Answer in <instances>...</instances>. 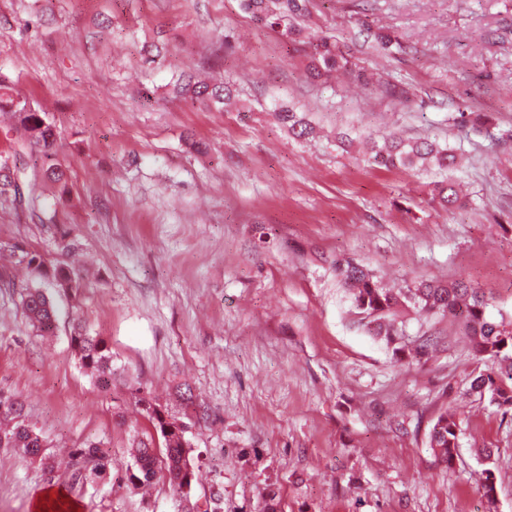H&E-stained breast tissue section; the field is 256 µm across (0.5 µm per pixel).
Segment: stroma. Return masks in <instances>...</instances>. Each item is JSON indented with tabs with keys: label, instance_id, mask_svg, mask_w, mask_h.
Here are the masks:
<instances>
[{
	"label": "stroma",
	"instance_id": "stroma-1",
	"mask_svg": "<svg viewBox=\"0 0 512 512\" xmlns=\"http://www.w3.org/2000/svg\"><path fill=\"white\" fill-rule=\"evenodd\" d=\"M308 31L400 85L388 97L350 79L317 84L289 40L241 0H0V82L36 101L55 154L20 145L0 113V166L37 184L36 206L0 195V273L24 252L46 269L77 264L81 286L54 295V336H37L18 291L0 288V395L59 457L84 441L123 458L144 393L193 426L192 498L209 512H512V411L470 391L491 367L457 323L405 316L406 339L439 342L396 362L364 326L331 262L347 255L399 288L462 280L512 323V0H310ZM388 30L404 53L378 55ZM161 49L148 62L149 45ZM232 84L234 108L177 96L180 72ZM312 113L300 141L274 117ZM485 112L490 130L458 124ZM355 128L457 148L465 205L433 202L427 176L339 148ZM68 168L66 189L42 179ZM79 317L112 351L99 389L70 345ZM191 388L183 410L178 391ZM454 406V470L427 434ZM494 451V502L477 451ZM77 483L0 448V512H34L52 493L80 512H178L165 474L149 490Z\"/></svg>",
	"mask_w": 512,
	"mask_h": 512
}]
</instances>
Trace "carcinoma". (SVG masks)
<instances>
[{
	"instance_id": "obj_1",
	"label": "carcinoma",
	"mask_w": 512,
	"mask_h": 512,
	"mask_svg": "<svg viewBox=\"0 0 512 512\" xmlns=\"http://www.w3.org/2000/svg\"><path fill=\"white\" fill-rule=\"evenodd\" d=\"M309 0H241L243 9L271 31L287 37L292 43L306 50L309 59L307 72L313 79L329 80L343 74L360 81L365 87H377L381 93L397 97L398 86L380 79L372 81L356 69L337 42L328 37L306 36L297 21L308 13ZM175 88L184 97L217 109L232 95L231 86L224 83L195 81L182 76L175 81ZM0 112H8L13 119V130L29 145L51 154L57 146V132L48 114L34 107L29 101L14 94L13 89L0 85ZM277 120L299 139H309L316 133L306 113L290 107L275 112ZM368 161L378 167H401L431 172L440 179L433 182L432 194L444 207L462 205L454 177L460 157L456 151L435 140L423 138L406 141L388 134L377 141L367 142ZM27 266L52 279L60 293H71L80 287L79 274L73 268L44 269L38 255L26 253ZM336 275L348 289L352 306L367 319L368 331L392 349L397 360L421 356L434 345L426 341L408 347L403 330L398 326L401 314L412 309L420 314L450 316L464 326L471 337L477 355L487 356L497 367L480 373L470 382V390L505 410L512 409V325L490 319L486 314L488 302L481 289L463 281H423L412 287L387 288L372 271L354 258H336ZM20 303L31 326L43 336L54 334L57 324L56 308L52 299L33 284L21 286ZM70 343L75 349L81 366L95 378L104 390L112 388V354L106 340L90 335L81 322L73 320ZM144 417L152 431L135 440L129 450L131 464L126 466V484L137 487L151 482L157 471L168 476L173 492L183 493L181 469L191 462L185 449L191 447L184 421L168 414L153 399L141 396ZM459 418L453 407L446 408L436 419L427 436V443L437 460L446 468L453 467L457 456ZM0 448H17L39 461L41 469L51 474L55 471L53 456L47 452L49 445L36 434L22 417V405L9 399H0ZM112 452L96 440L87 441L83 447L70 453L71 478L76 481L103 480L112 468Z\"/></svg>"
}]
</instances>
